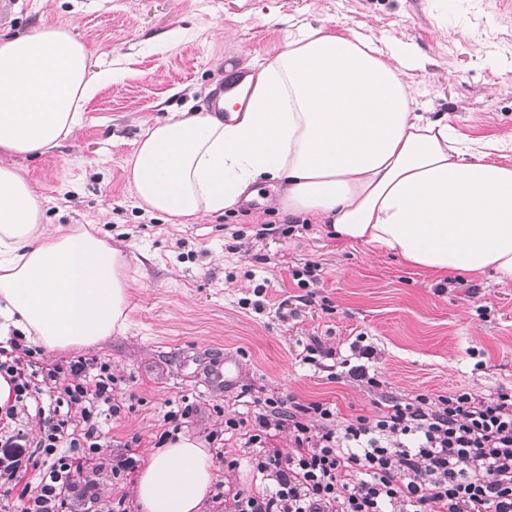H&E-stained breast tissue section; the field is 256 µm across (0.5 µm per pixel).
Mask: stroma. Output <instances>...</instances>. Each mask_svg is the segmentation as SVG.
Returning a JSON list of instances; mask_svg holds the SVG:
<instances>
[{"instance_id":"obj_1","label":"stroma","mask_w":512,"mask_h":512,"mask_svg":"<svg viewBox=\"0 0 512 512\" xmlns=\"http://www.w3.org/2000/svg\"><path fill=\"white\" fill-rule=\"evenodd\" d=\"M306 24L400 53L422 111L460 139L512 135V0H0V35L67 28L112 75L67 140L15 164L41 190L45 223L94 225L129 261L126 327L87 350L138 397L105 425L113 442L163 431L165 400L183 395L198 404L188 431L200 437L246 412L245 392L330 402L342 419L373 415L378 393L301 362L314 339L345 356L367 336L381 391L400 397L512 388V283L464 272L440 281L320 225H288L263 185L194 224L136 206L125 160L140 121L204 107L227 70L275 56ZM308 262L318 282L304 302L291 271ZM261 283L262 308L242 307ZM226 358L237 364L232 382L207 390L200 373Z\"/></svg>"}]
</instances>
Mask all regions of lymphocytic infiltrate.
Instances as JSON below:
<instances>
[{
  "label": "lymphocytic infiltrate",
  "mask_w": 512,
  "mask_h": 512,
  "mask_svg": "<svg viewBox=\"0 0 512 512\" xmlns=\"http://www.w3.org/2000/svg\"><path fill=\"white\" fill-rule=\"evenodd\" d=\"M333 380L378 389L369 364L377 351L356 336ZM0 376L13 405L0 411V512H128L126 496L94 495L96 476L119 486L134 472L140 435L110 456L106 420L130 407L117 399L111 360L83 355L52 360L33 341L0 344ZM374 415L338 420L332 404L292 395L250 401L246 416L210 431V444L232 436L241 455L220 457L235 470L247 458L260 484L245 490L219 482L218 512H512V389L481 396L382 395ZM288 433V452L272 447Z\"/></svg>",
  "instance_id": "obj_1"
}]
</instances>
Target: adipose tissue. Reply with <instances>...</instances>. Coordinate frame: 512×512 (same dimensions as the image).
<instances>
[{
    "instance_id": "adipose-tissue-1",
    "label": "adipose tissue",
    "mask_w": 512,
    "mask_h": 512,
    "mask_svg": "<svg viewBox=\"0 0 512 512\" xmlns=\"http://www.w3.org/2000/svg\"><path fill=\"white\" fill-rule=\"evenodd\" d=\"M106 78L68 29L0 36V335L21 329L50 354L122 330L131 279L93 226L48 230L14 160L69 137ZM247 86L230 119L183 110L140 133L126 166L141 209L192 224L236 208L264 180L271 207L333 238L441 278L490 270L512 283V168L490 160L512 136L459 140L419 112L379 49L323 27H301L255 62ZM213 482L206 441L180 432L151 449L134 496L141 512H201Z\"/></svg>"
}]
</instances>
